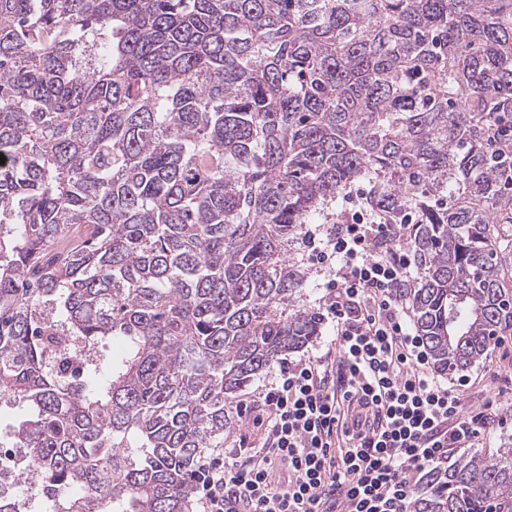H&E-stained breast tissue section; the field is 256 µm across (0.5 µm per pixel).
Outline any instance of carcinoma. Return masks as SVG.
Here are the masks:
<instances>
[{"label": "carcinoma", "mask_w": 512, "mask_h": 512, "mask_svg": "<svg viewBox=\"0 0 512 512\" xmlns=\"http://www.w3.org/2000/svg\"><path fill=\"white\" fill-rule=\"evenodd\" d=\"M0 154V401L54 512H189L236 395L317 335L290 252L360 177L417 215L440 372L512 326V0H0ZM426 487L512 512V448ZM30 412L28 404L24 401H12L7 406L0 408V429L2 435L9 434L21 420L25 419Z\"/></svg>", "instance_id": "cac0c4a2"}]
</instances>
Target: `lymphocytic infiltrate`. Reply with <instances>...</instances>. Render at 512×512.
Here are the masks:
<instances>
[{
  "label": "lymphocytic infiltrate",
  "instance_id": "obj_1",
  "mask_svg": "<svg viewBox=\"0 0 512 512\" xmlns=\"http://www.w3.org/2000/svg\"><path fill=\"white\" fill-rule=\"evenodd\" d=\"M370 201L347 190L342 223L305 228L333 336L324 353L281 361L258 403H237L263 426V443L201 455L200 512H411L450 449L473 447L495 422L492 402L466 412L460 389L432 372L398 294L413 265L404 227Z\"/></svg>",
  "mask_w": 512,
  "mask_h": 512
}]
</instances>
